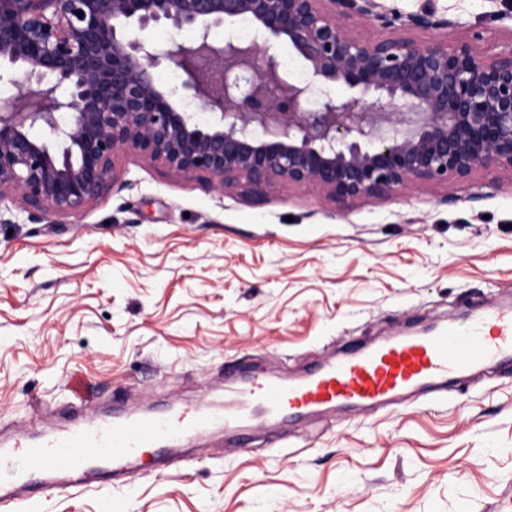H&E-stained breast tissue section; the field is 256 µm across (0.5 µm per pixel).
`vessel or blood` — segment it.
Returning <instances> with one entry per match:
<instances>
[{
    "mask_svg": "<svg viewBox=\"0 0 512 512\" xmlns=\"http://www.w3.org/2000/svg\"><path fill=\"white\" fill-rule=\"evenodd\" d=\"M512 366V304L478 310L466 325L441 322L420 332L351 348L299 375L247 380L223 410L97 417L39 440H0V506L34 503L56 481H128L143 453L224 430L237 435L270 420L294 422L326 410L373 411L425 396L439 401L464 379Z\"/></svg>",
    "mask_w": 512,
    "mask_h": 512,
    "instance_id": "vessel-or-blood-1",
    "label": "vessel or blood"
}]
</instances>
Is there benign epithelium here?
<instances>
[{
  "label": "benign epithelium",
  "mask_w": 512,
  "mask_h": 512,
  "mask_svg": "<svg viewBox=\"0 0 512 512\" xmlns=\"http://www.w3.org/2000/svg\"><path fill=\"white\" fill-rule=\"evenodd\" d=\"M242 20L252 39L215 41ZM360 21L387 35L359 38ZM161 24L194 37L158 42L148 32ZM461 27L381 0H0V81L16 87L0 99V201L17 195L39 221L79 213L115 188L121 153L223 196L310 187L338 206L512 173V47L482 56L448 42ZM282 43L309 79L281 66ZM167 65L176 88L157 80Z\"/></svg>",
  "instance_id": "benign-epithelium-1"
}]
</instances>
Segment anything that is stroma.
<instances>
[{"instance_id":"1","label":"stroma","mask_w":512,"mask_h":512,"mask_svg":"<svg viewBox=\"0 0 512 512\" xmlns=\"http://www.w3.org/2000/svg\"><path fill=\"white\" fill-rule=\"evenodd\" d=\"M460 37L512 40V0H433ZM121 189L36 223L0 203V423L73 424L68 379L103 404L220 407L239 371L292 373L414 322L512 296V174L479 199L413 185L336 208L314 189L220 197L122 154ZM43 492L23 512H512V368L447 400L313 416L158 477Z\"/></svg>"}]
</instances>
